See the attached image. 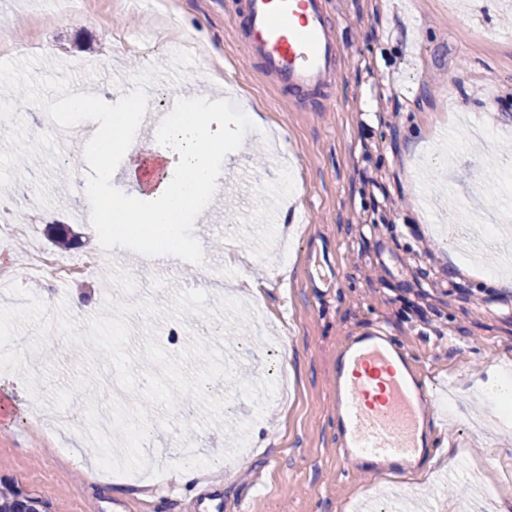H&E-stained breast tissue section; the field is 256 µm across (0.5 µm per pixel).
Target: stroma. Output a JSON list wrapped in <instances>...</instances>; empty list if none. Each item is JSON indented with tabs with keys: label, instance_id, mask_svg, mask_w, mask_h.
Instances as JSON below:
<instances>
[{
	"label": "stroma",
	"instance_id": "35a3bbf8",
	"mask_svg": "<svg viewBox=\"0 0 512 512\" xmlns=\"http://www.w3.org/2000/svg\"><path fill=\"white\" fill-rule=\"evenodd\" d=\"M343 49L332 87L336 103L298 98L247 55L228 16L233 0H81L61 20L54 0H0V32L19 42L0 55V99L24 88L25 126L0 123V197L24 211L34 244L49 247L47 227L68 224L78 251H103L82 290L68 285L57 299L85 319L107 300L133 304L131 345L154 334L168 352L192 337L223 351L234 374L207 385L228 397L220 424L184 397L160 425L153 407L144 443L151 472L137 479L99 470L82 431L87 399L106 408L115 371L102 356H71L56 336L48 357L26 354L33 387L16 395L0 420V491L36 512H194L205 494L220 495L223 512H512V421L500 419L488 386L512 371V289L490 286L512 277V257L490 253L483 222L512 212V192L495 174L512 161V9L504 0H335ZM189 40L201 54L183 59V85L210 87L213 142H223L224 113L249 106L264 128L238 137L224 158V192L207 206L238 231L241 267L216 280L198 262L224 258L225 229L200 219L187 225L198 255L166 271L144 263L139 240L96 230L77 219L79 207L57 170L54 128L80 125L72 146L80 161L71 180L92 175L90 141L125 95V83L104 70L137 69L155 80L168 70L163 38ZM91 88L93 111L73 115L68 96ZM42 205L28 210L26 198ZM470 231L448 255L453 224ZM324 256L335 272L330 291L308 271ZM268 284L249 296L243 272ZM206 291L210 316L149 317L138 306L167 307L177 291ZM240 305L228 308L225 295ZM85 308H76V300ZM379 325L447 398L434 409L431 446L407 475L364 470L345 476L336 461L333 377L341 345ZM273 379L263 415L235 393V382ZM74 417L47 447L30 424L34 403ZM455 457L454 471L441 462ZM208 464L202 484L185 488L172 474Z\"/></svg>",
	"mask_w": 512,
	"mask_h": 512
}]
</instances>
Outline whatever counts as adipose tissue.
I'll list each match as a JSON object with an SVG mask.
<instances>
[{
	"mask_svg": "<svg viewBox=\"0 0 512 512\" xmlns=\"http://www.w3.org/2000/svg\"><path fill=\"white\" fill-rule=\"evenodd\" d=\"M212 108L210 97L184 94L179 112L148 146L135 144L125 135L126 128L139 117L138 106H129L109 118L93 141L98 166L95 179L87 184L88 201L103 206L110 223L126 225L130 234H140L142 225H152L162 237L164 251L173 257L180 255L188 246L184 226L205 208L224 165V150L211 143L206 124ZM167 149L178 161L165 177L151 179L155 205L145 210L134 199L113 194L114 158H123L129 172L137 177Z\"/></svg>",
	"mask_w": 512,
	"mask_h": 512,
	"instance_id": "1",
	"label": "adipose tissue"
}]
</instances>
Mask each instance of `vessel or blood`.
Here are the masks:
<instances>
[{
	"mask_svg": "<svg viewBox=\"0 0 512 512\" xmlns=\"http://www.w3.org/2000/svg\"><path fill=\"white\" fill-rule=\"evenodd\" d=\"M329 5L330 0H242L232 22L268 76L297 93H311L329 89L339 71L342 50ZM335 395L338 462L417 461L436 394L382 328H365L342 346Z\"/></svg>",
	"mask_w": 512,
	"mask_h": 512,
	"instance_id": "b4317fda",
	"label": "vessel or blood"
}]
</instances>
